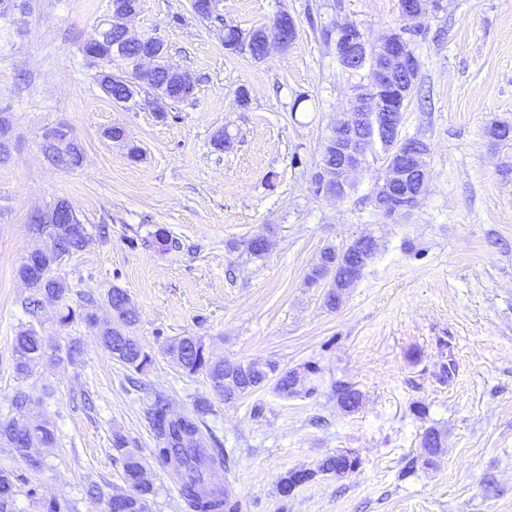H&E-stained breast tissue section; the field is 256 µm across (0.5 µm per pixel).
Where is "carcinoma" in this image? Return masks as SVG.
<instances>
[{"mask_svg": "<svg viewBox=\"0 0 512 512\" xmlns=\"http://www.w3.org/2000/svg\"><path fill=\"white\" fill-rule=\"evenodd\" d=\"M200 18L215 20L222 24L224 31V50L233 54L248 51L254 58L265 53L261 41H249L246 33L238 27L224 23L219 13H203ZM139 46L126 37L123 26L118 22L97 29L95 35L84 46L85 54H117L127 59V64L135 66L132 58L138 53ZM34 229L41 235L54 239V249L42 258V272L27 278L24 269H18L20 278L26 280L38 297L28 300V310L36 317L41 312V297L56 300L66 299L69 286L65 279L57 275V266L63 257L68 256L82 246L75 241L78 228L72 224H36ZM380 244L372 235L362 237L355 248L339 251L327 247L321 255V262L314 265L308 279L312 283L325 282L324 304L336 308L344 292L353 287L356 274L367 259L378 254ZM108 300L118 313L121 325L106 324L99 336L100 343L112 355L136 373L144 374L153 365L152 355L139 339L131 332L136 322V312L130 307L128 297L120 288H114L108 294ZM46 350V341L37 330L28 328L15 336L13 358L16 372L25 375L31 365L42 358ZM167 353L173 361L189 376L205 377L213 391L230 402L241 394L256 391L268 385L273 386L283 397L310 395L315 387H305L304 379L296 371L278 372V366L266 367L214 361L202 338L182 336L173 339L167 347ZM336 399L345 410L353 411L359 407L361 395L348 383H336ZM14 416L0 423V442L13 450L15 455L28 462L33 470H41L46 461L31 454L34 448L52 449L57 438L53 425L47 418L33 419L30 416V399L22 390L17 391L11 401ZM209 411V404L200 400L194 411L179 417L171 415L169 403L158 400L151 411V425L158 439L156 455L163 463L171 466L182 485L183 499L189 512H238V504L219 482V472L224 469V454L219 448L207 447L200 428V419ZM113 447L123 451L122 465L124 478L132 487L133 493L112 497L108 502L109 512H142L150 496L154 495L153 483L146 479V468L139 455L125 448L124 438L116 434L112 439ZM422 448L432 456L443 450V440L439 432L430 429L422 437ZM357 458L349 453H339L324 459L317 469L302 468L300 472L311 480L319 473H334L342 477L349 473ZM27 481L23 474L0 470V512H14V496L17 485Z\"/></svg>", "mask_w": 512, "mask_h": 512, "instance_id": "cac0c4a2", "label": "carcinoma"}]
</instances>
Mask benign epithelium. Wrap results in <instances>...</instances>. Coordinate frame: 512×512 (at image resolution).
Wrapping results in <instances>:
<instances>
[{"label":"benign epithelium","instance_id":"benign-epithelium-1","mask_svg":"<svg viewBox=\"0 0 512 512\" xmlns=\"http://www.w3.org/2000/svg\"><path fill=\"white\" fill-rule=\"evenodd\" d=\"M411 6L403 8L404 17L413 22L430 11L431 0H407ZM265 45L274 42L282 48L292 43V32L282 27L280 17H275L272 26L261 28ZM341 36L336 43V54L347 69L354 65L367 66L369 73L381 86V93L374 98L357 96L350 101V107L343 112V118L336 124V136L329 142V150L336 153L339 163L325 171L326 193L342 197L350 188V173L360 169L367 155L375 146H380L387 156L384 182L392 186L411 183L406 197L419 202L424 194L428 179L425 157L428 149L402 136L404 113L395 111L392 100L405 95L413 84L418 60L410 46L393 31L379 42H369L361 32L346 24L341 27ZM104 92H109L114 83L125 86L127 93L139 88L140 79L132 75L119 76L112 69L104 68L97 74ZM51 140L55 150L69 148L74 144L70 128L65 124L55 127ZM376 208L391 218H399L405 211L396 206L384 194H374ZM76 211L66 201L57 202L52 208L35 212L32 224H71Z\"/></svg>","mask_w":512,"mask_h":512}]
</instances>
